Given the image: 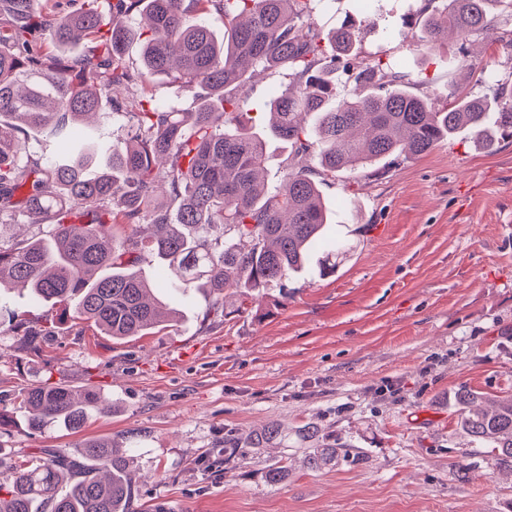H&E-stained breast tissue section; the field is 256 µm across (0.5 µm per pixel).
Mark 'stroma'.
<instances>
[{"label": "stroma", "mask_w": 512, "mask_h": 512, "mask_svg": "<svg viewBox=\"0 0 512 512\" xmlns=\"http://www.w3.org/2000/svg\"><path fill=\"white\" fill-rule=\"evenodd\" d=\"M425 0H328L332 27L362 21L361 52L414 78V93L512 94V13L474 43L426 53L404 36V18ZM476 55V72L449 71V56ZM492 65L497 81L484 80ZM331 224L310 264L258 299L169 290L177 321L116 340L73 327L31 350L0 332V483L15 459L42 448L76 454L93 438L134 449L135 503L145 512H512V470L463 430L451 404L462 387L490 399L512 395V138L493 148L471 135L426 155L389 156L337 173L322 186ZM355 251L324 276L337 242ZM43 328L56 311L28 293L0 290V311ZM106 396L74 432L27 427L14 410L19 388L43 382ZM276 425L274 446L259 443ZM249 454L210 469L225 439ZM346 443L366 456L356 468L307 470V449ZM286 480L264 474L275 459Z\"/></svg>", "instance_id": "1"}]
</instances>
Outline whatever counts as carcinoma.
Segmentation results:
<instances>
[{
	"label": "carcinoma",
	"instance_id": "cac0c4a2",
	"mask_svg": "<svg viewBox=\"0 0 512 512\" xmlns=\"http://www.w3.org/2000/svg\"><path fill=\"white\" fill-rule=\"evenodd\" d=\"M68 13L37 0H0V216L37 214L47 235L0 239V289L16 288L62 307L65 316L106 336H140L161 323L143 264L168 280L201 288L219 312L224 291L257 290L304 266L322 236L327 212L320 186L336 173L391 155L420 156L466 130L478 140L489 125L512 137V104L467 93L438 106L436 95L410 91L412 79L358 54L359 29L316 20L323 0H79ZM512 0H443L421 15L427 48L448 35L477 37ZM148 20L141 64L130 65L127 17ZM224 18L218 38L206 21ZM50 33L52 50L33 48ZM288 72L269 102V122L247 126L241 93L256 68ZM158 77L188 93L184 112L146 96ZM137 89L119 100L114 92ZM54 144L50 154L26 150L27 131ZM126 133L124 146L112 143ZM277 138L292 155L280 182L261 179L264 142ZM100 171L87 175L88 167ZM224 225V240L209 228ZM478 392L454 394L465 431L512 466V397L491 411ZM102 405L95 391L44 383L19 389L15 410L32 429L49 422L78 431ZM131 456L104 439L84 443L82 460L58 451L12 466L0 512H134ZM363 451L347 444L310 448L305 466L354 467Z\"/></svg>",
	"mask_w": 512,
	"mask_h": 512
}]
</instances>
